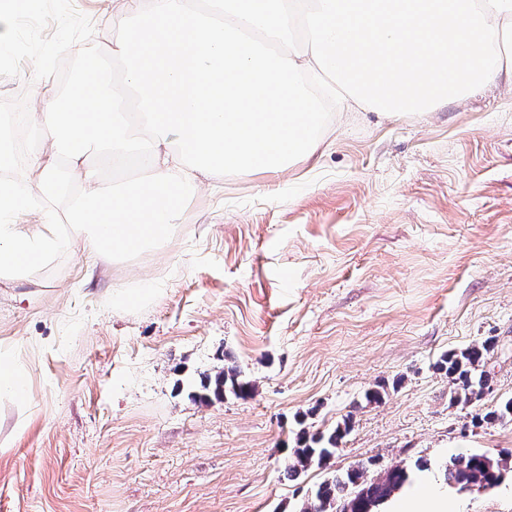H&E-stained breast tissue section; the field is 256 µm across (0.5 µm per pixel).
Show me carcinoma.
Instances as JSON below:
<instances>
[{"label":"carcinoma","mask_w":512,"mask_h":512,"mask_svg":"<svg viewBox=\"0 0 512 512\" xmlns=\"http://www.w3.org/2000/svg\"><path fill=\"white\" fill-rule=\"evenodd\" d=\"M493 347V341L487 339L460 352L446 353L440 358L437 369L445 372L454 386L455 404L465 407L480 399L487 385L486 371L482 366ZM200 387L217 398H222L229 392L246 399L255 393V384L235 367H227L213 375L202 374ZM505 418L512 422V397L486 412L482 420L492 423ZM352 427V418L347 417L326 433L322 431L311 434L306 430L300 431L297 435V448L293 449L286 465L287 476L295 479L314 465L327 466ZM511 467L512 457L509 455L459 453L450 456L449 460L441 464L440 470L449 485L485 489L498 485L503 472ZM427 468V464L418 461L413 469L393 466L369 479L367 467L352 466L320 483L314 496L306 499L298 512H336L340 506L347 512H375L379 505L391 499L396 491L412 481L413 470L423 471Z\"/></svg>","instance_id":"carcinoma-1"}]
</instances>
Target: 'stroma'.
Wrapping results in <instances>:
<instances>
[{
	"mask_svg": "<svg viewBox=\"0 0 512 512\" xmlns=\"http://www.w3.org/2000/svg\"><path fill=\"white\" fill-rule=\"evenodd\" d=\"M72 3L111 48L122 0ZM320 140L287 171L211 178L169 246L0 281V348L28 375L25 406L0 402V512H297L334 473L420 459L451 512H512L511 471L464 490L438 471L512 453V423L474 422L512 397V84L423 114L338 109ZM488 338L490 386L456 405L435 364ZM227 365L253 397L200 399ZM348 416L329 467L288 479L297 419Z\"/></svg>",
	"mask_w": 512,
	"mask_h": 512,
	"instance_id": "1",
	"label": "stroma"
}]
</instances>
